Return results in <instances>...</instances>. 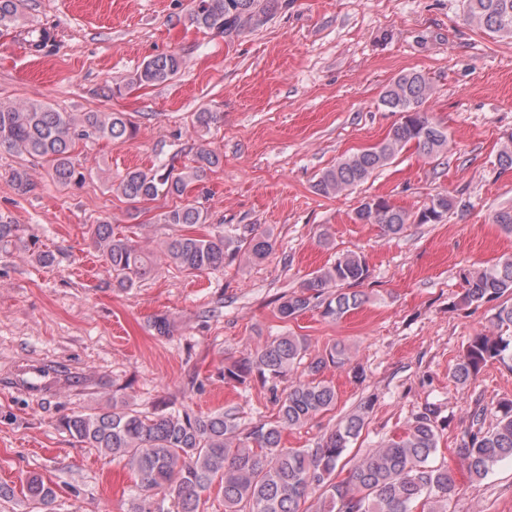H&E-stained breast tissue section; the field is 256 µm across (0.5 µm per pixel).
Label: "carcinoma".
<instances>
[{"instance_id":"cac0c4a2","label":"carcinoma","mask_w":512,"mask_h":512,"mask_svg":"<svg viewBox=\"0 0 512 512\" xmlns=\"http://www.w3.org/2000/svg\"><path fill=\"white\" fill-rule=\"evenodd\" d=\"M22 0H0V29L18 32L37 51L50 33L23 21ZM278 8V0H194L190 25L231 41L256 26ZM466 19L491 37L512 36V0H464ZM182 67L175 54H162L145 62L130 84L154 86L172 80ZM431 95L423 75L398 77L383 92L381 102L401 115L384 141L348 155L326 169L315 184L323 195H333L365 182L403 149L412 147L431 157L448 147V130L433 122L422 105ZM134 128L122 112H56L40 102L16 107L0 104V147L45 159L52 179L62 187L84 180L72 156L76 141L109 139L123 142ZM219 163L205 146L196 151L195 165L176 168L175 161L155 171L132 169L115 191L141 202L160 195L176 197L179 204L163 212V224H204L208 214L197 202L185 198L188 186L202 181ZM453 207L446 195H437L416 216L419 224H435ZM354 220L377 224L384 234H400L411 215L389 200L376 197L361 202ZM245 260H261L275 247L269 231L247 238ZM232 238L222 231L202 235H178L165 242L161 259L191 274L210 273L233 257ZM94 245L106 258L112 286L129 288L153 270L154 259L133 240L112 234V224L96 226ZM369 276L365 259L358 253L342 254L305 280L300 290L279 297V317L288 321L315 301L323 304L324 317L337 320L362 306L366 295L346 291ZM467 288L462 302L481 306L512 295V257L464 276ZM496 334L475 336L455 364L452 377L459 384L474 379L487 363H512V304H500L494 314ZM349 348L334 344L325 353L309 356L307 337L288 332L264 342L255 352L224 367V382L245 385L286 377L304 368L307 379L297 380L278 399V420L243 427L234 414L215 411L205 416L163 410L144 413L126 406L112 410L73 414L63 419L64 428L87 448L120 457L137 478L138 496L131 512H200L201 497L212 487L224 497V512H448L457 492L454 472L435 464L440 433L437 410L428 405L412 417L404 430L375 448H368L348 464L344 454L360 435L366 402L324 436L313 448H285V430L300 429L336 406V388L319 379L329 367L350 362ZM485 412L477 411L469 426L456 438L455 452L469 477L483 479L490 468L512 459V401L498 404L495 421L484 427ZM30 501L36 509H48L55 491L33 477L27 481ZM172 501V507L165 501Z\"/></svg>"}]
</instances>
